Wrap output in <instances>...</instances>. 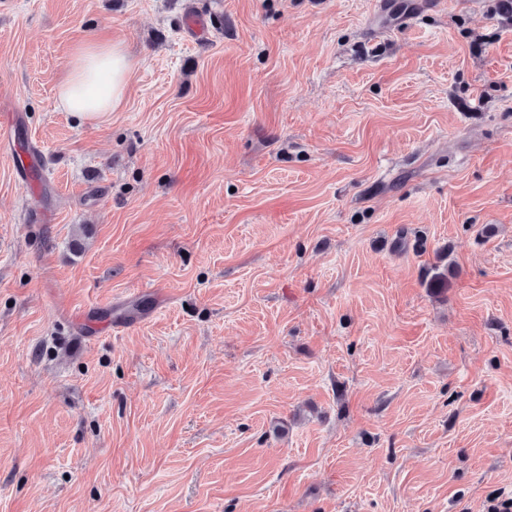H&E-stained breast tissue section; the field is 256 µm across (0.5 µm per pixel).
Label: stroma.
I'll return each mask as SVG.
<instances>
[{
	"mask_svg": "<svg viewBox=\"0 0 512 512\" xmlns=\"http://www.w3.org/2000/svg\"><path fill=\"white\" fill-rule=\"evenodd\" d=\"M429 2L0 10L45 177L0 150V512L512 498V12ZM100 38L135 68L90 122L56 85ZM448 246L447 248H443L436 251L437 259L439 260L437 263L429 267L425 274V285L426 288H431L433 290L443 288L445 283L448 281V273L451 272V263L444 265L441 268V265L438 263L446 260L448 258Z\"/></svg>",
	"mask_w": 512,
	"mask_h": 512,
	"instance_id": "1",
	"label": "stroma"
}]
</instances>
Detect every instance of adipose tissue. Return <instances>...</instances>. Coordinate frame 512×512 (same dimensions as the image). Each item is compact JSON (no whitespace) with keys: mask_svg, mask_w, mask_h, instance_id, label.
I'll return each instance as SVG.
<instances>
[{"mask_svg":"<svg viewBox=\"0 0 512 512\" xmlns=\"http://www.w3.org/2000/svg\"><path fill=\"white\" fill-rule=\"evenodd\" d=\"M133 70L134 63L123 44H80L69 55L57 83L58 105L85 120H104L121 107Z\"/></svg>","mask_w":512,"mask_h":512,"instance_id":"adipose-tissue-1","label":"adipose tissue"}]
</instances>
